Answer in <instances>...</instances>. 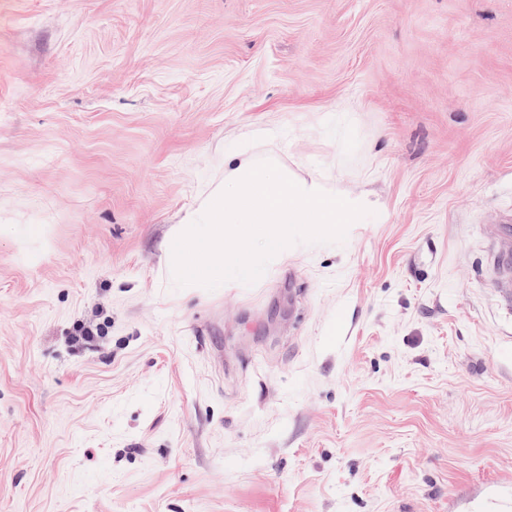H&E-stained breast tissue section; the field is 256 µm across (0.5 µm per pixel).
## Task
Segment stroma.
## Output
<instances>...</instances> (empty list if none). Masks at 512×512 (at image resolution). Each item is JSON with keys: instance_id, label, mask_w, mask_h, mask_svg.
Masks as SVG:
<instances>
[{"instance_id": "35a3bbf8", "label": "stroma", "mask_w": 512, "mask_h": 512, "mask_svg": "<svg viewBox=\"0 0 512 512\" xmlns=\"http://www.w3.org/2000/svg\"><path fill=\"white\" fill-rule=\"evenodd\" d=\"M378 205L167 287L224 156ZM512 0H0V512H512ZM485 270L501 305L512 311V224H488Z\"/></svg>"}]
</instances>
